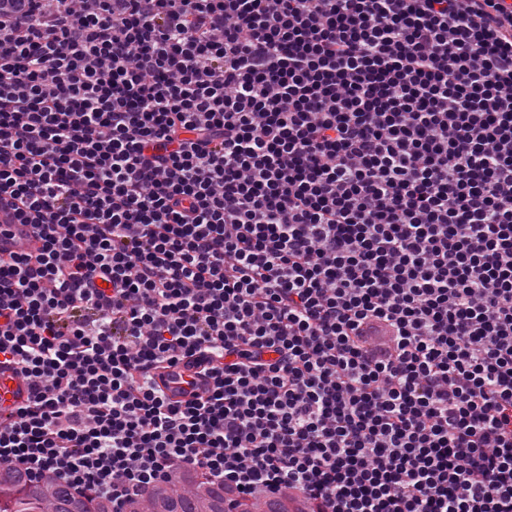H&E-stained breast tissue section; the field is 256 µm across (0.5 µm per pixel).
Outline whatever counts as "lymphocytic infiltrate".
Wrapping results in <instances>:
<instances>
[{
	"mask_svg": "<svg viewBox=\"0 0 512 512\" xmlns=\"http://www.w3.org/2000/svg\"><path fill=\"white\" fill-rule=\"evenodd\" d=\"M0 210V465L512 512V0H0ZM26 398L23 385L15 380L10 372L0 371V406L16 407Z\"/></svg>",
	"mask_w": 512,
	"mask_h": 512,
	"instance_id": "f902f5d3",
	"label": "lymphocytic infiltrate"
}]
</instances>
